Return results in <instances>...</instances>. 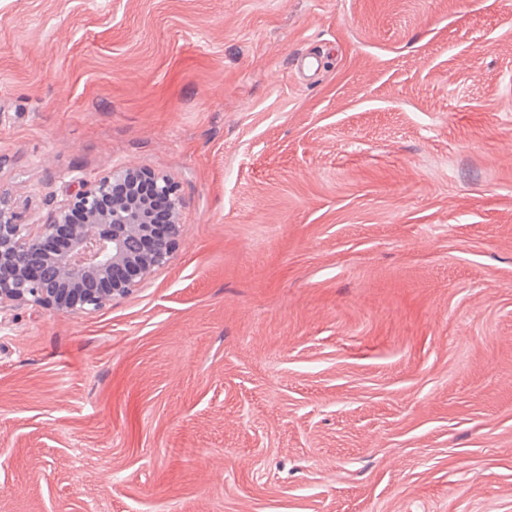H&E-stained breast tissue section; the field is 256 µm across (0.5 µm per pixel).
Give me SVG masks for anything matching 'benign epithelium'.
I'll list each match as a JSON object with an SVG mask.
<instances>
[{"label":"benign epithelium","mask_w":512,"mask_h":512,"mask_svg":"<svg viewBox=\"0 0 512 512\" xmlns=\"http://www.w3.org/2000/svg\"><path fill=\"white\" fill-rule=\"evenodd\" d=\"M135 166L94 181L70 180L63 199L44 223L22 224L8 197L0 195V313L38 306L80 315L130 295L155 270L168 266L182 235L184 199L167 176L143 173L167 199L163 238L154 235L149 205L136 189ZM80 210L81 224L67 223ZM67 226L63 247L47 244Z\"/></svg>","instance_id":"obj_1"}]
</instances>
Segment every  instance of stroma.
<instances>
[{"mask_svg":"<svg viewBox=\"0 0 512 512\" xmlns=\"http://www.w3.org/2000/svg\"><path fill=\"white\" fill-rule=\"evenodd\" d=\"M125 165L183 237L0 324V512H512V0H0V193Z\"/></svg>","mask_w":512,"mask_h":512,"instance_id":"35a3bbf8","label":"stroma"}]
</instances>
